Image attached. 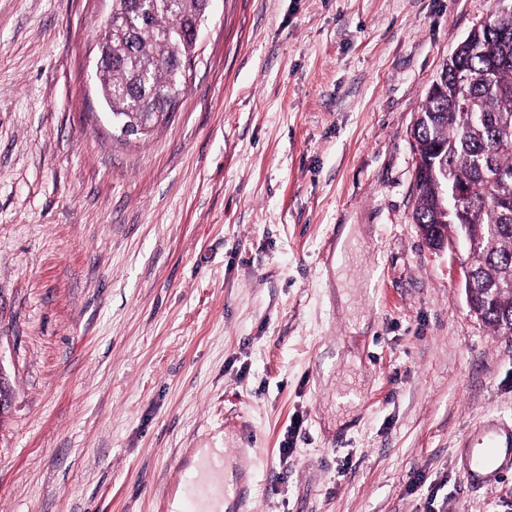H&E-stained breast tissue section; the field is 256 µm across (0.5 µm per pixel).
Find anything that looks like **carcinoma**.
<instances>
[{"mask_svg": "<svg viewBox=\"0 0 512 512\" xmlns=\"http://www.w3.org/2000/svg\"><path fill=\"white\" fill-rule=\"evenodd\" d=\"M202 0H155L139 13L137 0H112L122 30L99 35L109 54L99 76L112 111L166 112L164 94L183 88L185 43ZM415 224L466 225L471 293L482 322L512 335V13L480 24L458 45L433 81L413 130ZM465 186L458 203L455 183Z\"/></svg>", "mask_w": 512, "mask_h": 512, "instance_id": "cac0c4a2", "label": "carcinoma"}]
</instances>
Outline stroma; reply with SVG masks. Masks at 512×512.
<instances>
[{
  "label": "stroma",
  "instance_id": "1",
  "mask_svg": "<svg viewBox=\"0 0 512 512\" xmlns=\"http://www.w3.org/2000/svg\"><path fill=\"white\" fill-rule=\"evenodd\" d=\"M111 9L0 0V512H171L200 448L228 512H512V469L463 481L512 337L412 219L417 114L496 0H212L137 138L96 78ZM353 232L354 224L344 225L336 245V257L333 268L336 272V288L338 289V299L341 303L347 301V294L342 292L343 286L341 282L345 279L347 249L350 245L356 243L355 239H352ZM222 449L204 448L194 456V467L211 476L217 483L224 478L222 471Z\"/></svg>",
  "mask_w": 512,
  "mask_h": 512
}]
</instances>
